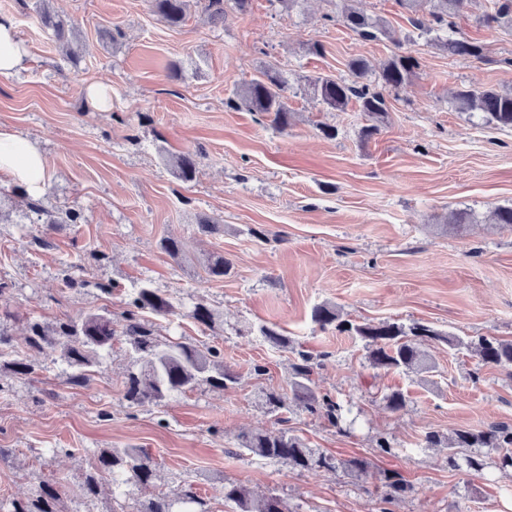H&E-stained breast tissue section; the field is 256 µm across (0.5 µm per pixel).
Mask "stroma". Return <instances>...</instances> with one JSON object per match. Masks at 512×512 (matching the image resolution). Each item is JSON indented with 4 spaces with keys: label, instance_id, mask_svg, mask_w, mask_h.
<instances>
[{
    "label": "stroma",
    "instance_id": "1",
    "mask_svg": "<svg viewBox=\"0 0 512 512\" xmlns=\"http://www.w3.org/2000/svg\"><path fill=\"white\" fill-rule=\"evenodd\" d=\"M37 0H0L28 51L16 75L0 76V127L37 146L48 179L46 209L80 212L76 224L47 229L36 216L0 224V312L14 349L28 322L53 324L95 311L122 322L132 289L149 285L171 297L175 313L163 335L223 350L238 376L222 390L200 386L158 404L129 406L125 340L83 385L48 350L28 379L0 372V500L29 495L59 477L63 512H108L142 493L105 483L99 500L82 503L79 484L101 448H144L157 464V486L191 483L212 512H236L221 481L274 494L290 512H512V471L493 463L466 476L449 469L446 449L423 444L427 432L451 436L493 422L512 425V376L480 365L467 350L428 345L436 371L421 381L372 367L360 340L312 319L320 304L356 323L423 321L464 338L512 341V230L488 223L512 205V130L459 111L463 87L512 90V30L489 27L494 0H474L455 26L481 42L479 60L451 55L419 39L369 41L333 23L343 0H251L209 20L206 0H190L182 26H168L149 0H47L74 29L72 51L42 28ZM321 53L310 50L312 43ZM418 67L385 94L380 131L363 139L369 118L357 103L322 111L290 95L287 131L230 105L236 87L270 64L295 75L345 78L354 59L373 72L394 53ZM178 74H171V64ZM92 83L112 89V106L88 107ZM335 128V137L322 129ZM202 150L196 178H176L171 157ZM467 210L473 226L447 231L450 212ZM220 228L199 233L200 219ZM180 241L170 257L162 239ZM219 252L224 279L206 274ZM221 312L214 329L188 313L196 303ZM281 327L293 350L265 342L260 325ZM324 355L311 385L349 409L352 426H334L297 407L258 405L262 391L289 393L297 351ZM265 366V374L254 371ZM398 391L403 409L386 408ZM285 428L308 447L339 460L363 457L370 478L324 468L300 470L241 450L240 434ZM387 437L391 453L376 440ZM401 475L412 492L388 497L380 475Z\"/></svg>",
    "mask_w": 512,
    "mask_h": 512
}]
</instances>
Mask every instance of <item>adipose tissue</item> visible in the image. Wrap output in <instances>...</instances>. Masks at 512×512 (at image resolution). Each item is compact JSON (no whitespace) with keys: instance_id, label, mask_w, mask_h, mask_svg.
I'll use <instances>...</instances> for the list:
<instances>
[{"instance_id":"ef3b65f1","label":"adipose tissue","mask_w":512,"mask_h":512,"mask_svg":"<svg viewBox=\"0 0 512 512\" xmlns=\"http://www.w3.org/2000/svg\"><path fill=\"white\" fill-rule=\"evenodd\" d=\"M28 53L17 36L12 18L0 15V75L8 76L24 69ZM0 175L38 194L47 178L42 154L27 140L6 128H0Z\"/></svg>"}]
</instances>
